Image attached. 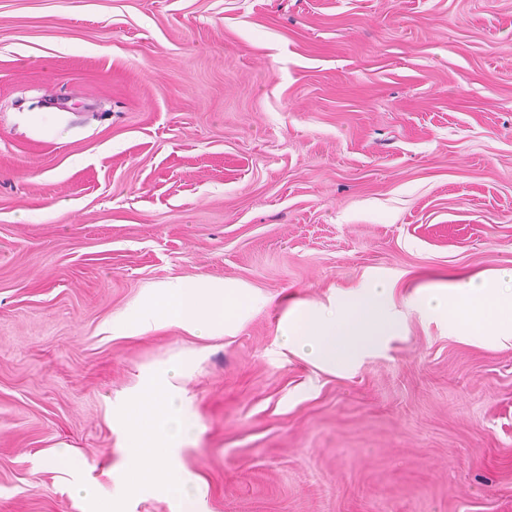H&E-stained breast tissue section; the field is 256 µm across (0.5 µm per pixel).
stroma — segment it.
<instances>
[{
    "mask_svg": "<svg viewBox=\"0 0 512 512\" xmlns=\"http://www.w3.org/2000/svg\"><path fill=\"white\" fill-rule=\"evenodd\" d=\"M512 268V0H0V512H181L113 412L188 360L203 512H512V343L407 308ZM237 335L112 333L168 277ZM387 284L406 332L328 374L281 299Z\"/></svg>",
    "mask_w": 512,
    "mask_h": 512,
    "instance_id": "obj_1",
    "label": "stroma"
}]
</instances>
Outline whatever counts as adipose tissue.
<instances>
[{
    "label": "adipose tissue",
    "mask_w": 512,
    "mask_h": 512,
    "mask_svg": "<svg viewBox=\"0 0 512 512\" xmlns=\"http://www.w3.org/2000/svg\"><path fill=\"white\" fill-rule=\"evenodd\" d=\"M411 302L444 322L450 335L482 345L512 341V269L419 288ZM258 304L254 289L235 280L170 277L149 284L113 316L112 332L138 336L176 327L191 336H233ZM403 330L404 317L391 289L376 286L325 302H287L278 319L277 342L284 352L333 373L382 350ZM185 378L178 363L146 371L119 417L128 426L129 484L149 482L179 501L184 512H196L198 494L174 464L179 448L195 433L184 411Z\"/></svg>",
    "instance_id": "obj_1"
}]
</instances>
